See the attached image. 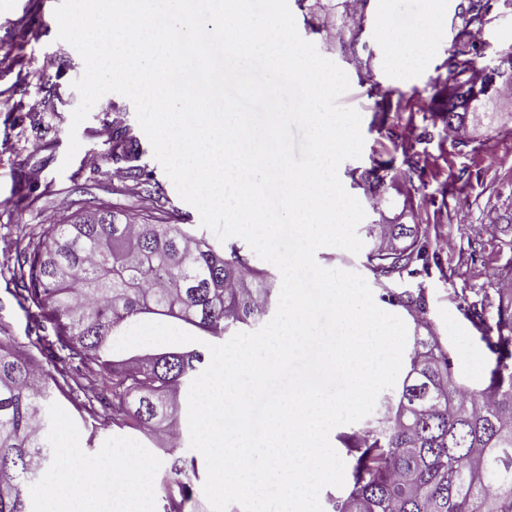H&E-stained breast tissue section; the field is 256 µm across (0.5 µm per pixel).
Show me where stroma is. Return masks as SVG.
I'll return each instance as SVG.
<instances>
[{"instance_id":"stroma-1","label":"stroma","mask_w":512,"mask_h":512,"mask_svg":"<svg viewBox=\"0 0 512 512\" xmlns=\"http://www.w3.org/2000/svg\"><path fill=\"white\" fill-rule=\"evenodd\" d=\"M308 2L309 9L293 12L297 30L347 73L350 88L339 102L361 114L362 153L342 162L338 170L345 190L366 202L376 162L392 160L395 171L384 178L382 207L367 211L364 221L423 225L429 250L436 255L426 271L383 283L369 273L360 253L323 247L316 261L364 276L384 310L389 307L381 299L384 290L423 291L428 318L450 353L455 377L481 389L490 356L467 309L476 305L491 311L512 295V286L495 275L512 259L507 246L512 240V101L486 103V111L500 118L476 126L474 137L482 146L474 152L454 146L446 125L433 120L432 106L451 93L458 80L448 59L461 24L460 0L436 5L430 0H368L357 52L325 42L320 24L335 21L336 15L326 0ZM407 28L415 35L406 60L400 62L384 35ZM57 33L54 10L45 0H0V261H15L13 242L19 232L46 230L48 219L68 214L74 200L141 212L140 195L129 193L125 181L112 177V143L100 136L107 126H126L139 135L142 162L155 180V206L174 212L178 223L199 225L198 211L180 198L155 159L129 99L107 94L79 127H72L71 115L79 103L72 83L84 64ZM479 45L494 58L512 53V0H494ZM46 57L55 58V68L42 69ZM34 99L41 103L36 111L28 108ZM73 134L80 148L69 161L65 154ZM92 153L100 156L98 165H89ZM487 224L496 225V238L478 235V228ZM47 420L57 466L26 484L31 512H46L51 489L66 484L71 468L96 471L111 457L144 467L149 493L141 504L143 512H163L159 487L169 456L161 451L160 436L100 421L83 423L65 400L48 409Z\"/></svg>"}]
</instances>
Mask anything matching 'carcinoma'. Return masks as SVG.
Returning <instances> with one entry per match:
<instances>
[{
  "mask_svg": "<svg viewBox=\"0 0 512 512\" xmlns=\"http://www.w3.org/2000/svg\"><path fill=\"white\" fill-rule=\"evenodd\" d=\"M491 0L461 5V28L448 63L464 77L454 89L459 105L439 119L448 127L479 117L480 98L512 85V56L482 66L470 27L487 22ZM141 144L129 130L112 131V158L124 163L131 189L151 173L139 164ZM372 247L365 266L376 276L427 269L419 224H367ZM7 269L12 296L28 317L36 360L8 334L0 336V512H28L25 482L50 467L43 407L60 393L81 414L114 427L174 431L176 395L206 366L209 350L116 355L112 337L142 315L179 320L207 336L249 325L271 304L268 274L251 266L243 248L216 245L188 224H149L108 205L79 206L41 234L16 242ZM382 299L418 315L406 375L385 414L364 427L351 455L346 496L331 512H512V299L495 311H471L493 362L483 388L457 381L448 350L427 319L423 292ZM99 374L101 384L84 371ZM195 459L172 456L162 480L168 512H183L194 495Z\"/></svg>",
  "mask_w": 512,
  "mask_h": 512,
  "instance_id": "obj_1",
  "label": "carcinoma"
}]
</instances>
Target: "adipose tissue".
Here are the masks:
<instances>
[{"instance_id":"1","label":"adipose tissue","mask_w":512,"mask_h":512,"mask_svg":"<svg viewBox=\"0 0 512 512\" xmlns=\"http://www.w3.org/2000/svg\"><path fill=\"white\" fill-rule=\"evenodd\" d=\"M115 494L139 504L145 494L141 468L115 461L102 473L76 469L60 491L61 498L69 503L67 512H102L103 500Z\"/></svg>"}]
</instances>
